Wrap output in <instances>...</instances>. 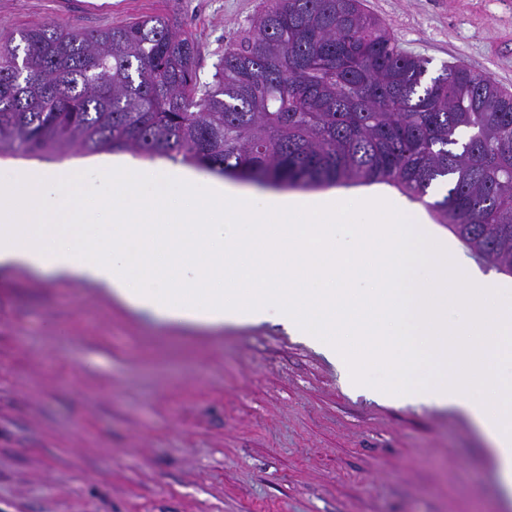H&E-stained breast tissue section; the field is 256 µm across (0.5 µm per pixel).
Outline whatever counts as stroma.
I'll list each match as a JSON object with an SVG mask.
<instances>
[{
    "label": "stroma",
    "instance_id": "1",
    "mask_svg": "<svg viewBox=\"0 0 512 512\" xmlns=\"http://www.w3.org/2000/svg\"><path fill=\"white\" fill-rule=\"evenodd\" d=\"M261 0H0V30L181 23L210 80ZM431 74L512 90V0H363ZM0 512H512L463 408L352 390L282 326L179 323L0 268Z\"/></svg>",
    "mask_w": 512,
    "mask_h": 512
}]
</instances>
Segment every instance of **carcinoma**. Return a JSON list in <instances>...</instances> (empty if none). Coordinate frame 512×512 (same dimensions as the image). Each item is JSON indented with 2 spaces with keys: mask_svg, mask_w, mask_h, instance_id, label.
Instances as JSON below:
<instances>
[{
  "mask_svg": "<svg viewBox=\"0 0 512 512\" xmlns=\"http://www.w3.org/2000/svg\"><path fill=\"white\" fill-rule=\"evenodd\" d=\"M181 26L143 16L0 39V155L132 152L283 189L385 183L512 273V92L427 76L362 0H262L211 81Z\"/></svg>",
  "mask_w": 512,
  "mask_h": 512,
  "instance_id": "1",
  "label": "carcinoma"
}]
</instances>
